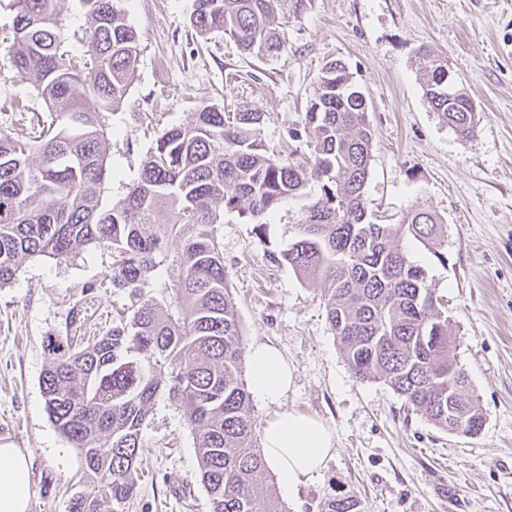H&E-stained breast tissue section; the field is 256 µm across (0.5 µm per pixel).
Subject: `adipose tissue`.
Instances as JSON below:
<instances>
[{
  "mask_svg": "<svg viewBox=\"0 0 512 512\" xmlns=\"http://www.w3.org/2000/svg\"><path fill=\"white\" fill-rule=\"evenodd\" d=\"M247 366L253 395L274 409L263 429L265 463L282 490L294 492L335 455L334 430L313 414L287 407L292 371L277 347L252 344ZM33 496L28 453L0 445V512H30Z\"/></svg>",
  "mask_w": 512,
  "mask_h": 512,
  "instance_id": "1",
  "label": "adipose tissue"
}]
</instances>
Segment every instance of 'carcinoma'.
<instances>
[{
    "instance_id": "obj_1",
    "label": "carcinoma",
    "mask_w": 512,
    "mask_h": 512,
    "mask_svg": "<svg viewBox=\"0 0 512 512\" xmlns=\"http://www.w3.org/2000/svg\"><path fill=\"white\" fill-rule=\"evenodd\" d=\"M61 2L10 0L13 67L33 83L47 116L0 131V286L27 259L65 260L98 247L112 252V267L86 290L109 283L131 300L100 336L48 337L45 409L94 485L70 497L68 512H123L162 391L195 434L211 512H280L254 433L222 227L233 212L266 234V217L305 188L310 171L326 179L322 194L277 260L308 285H325L326 320L357 378L389 386L443 430L478 434L485 415L456 361L441 299L400 245L410 235L443 261V225L424 209L398 224L368 212L373 135L361 92L336 90L351 85L345 64L320 69L302 120L309 152L268 151L258 109L229 116L203 104L161 133L127 194L102 208L103 113L122 105L141 49L122 0H79L90 27L86 54L73 59L61 39ZM276 2L195 0L192 23L203 35L232 36L251 55L274 56L286 47L274 28ZM414 63L432 110L469 140L476 116L465 96H448V60L422 49ZM174 241L177 278L157 292L150 274ZM327 512H359L358 500L331 499Z\"/></svg>"
}]
</instances>
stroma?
Returning a JSON list of instances; mask_svg holds the SVG:
<instances>
[{"instance_id": "obj_1", "label": "stroma", "mask_w": 512, "mask_h": 512, "mask_svg": "<svg viewBox=\"0 0 512 512\" xmlns=\"http://www.w3.org/2000/svg\"><path fill=\"white\" fill-rule=\"evenodd\" d=\"M141 54L125 102L106 113L107 176L102 205L126 194L156 138L188 121L199 104L266 113L261 139L305 151L294 138L326 61L342 60L366 97L373 133L364 198L379 222L396 224L423 208L445 225L443 258L407 237L448 311L455 354L485 414L466 437L407 411L378 381L351 372L312 287L279 251L296 235L321 193L310 176L303 194L283 200L257 237L237 214L224 215V267L242 342L277 346L294 368L287 406L335 431L336 454L290 494L280 512H326L351 496L360 512H512V0H278L275 25L286 48L273 57L240 49L227 34L203 35L191 23L195 0H123ZM14 14L0 8V129L16 103L45 113L33 85L16 76L6 49ZM428 47L448 60L456 88L475 103L469 142L428 104L414 58ZM109 251L90 247L65 261L25 260L0 287V445L31 454V512H67L69 497L90 491L78 450L51 423L41 377L47 339L64 336L71 317L104 331L125 292L101 287ZM94 293H85L87 284ZM137 492L124 512H210L200 482L194 433L167 394L144 430ZM190 498H183V490Z\"/></svg>"}]
</instances>
